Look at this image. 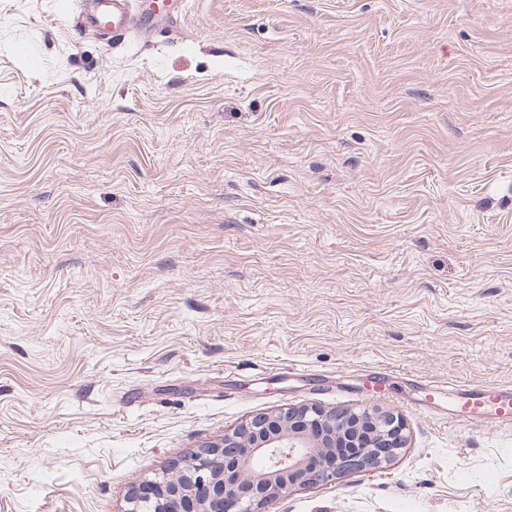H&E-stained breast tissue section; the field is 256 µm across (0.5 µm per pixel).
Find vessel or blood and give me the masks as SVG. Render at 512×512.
<instances>
[{
    "mask_svg": "<svg viewBox=\"0 0 512 512\" xmlns=\"http://www.w3.org/2000/svg\"><path fill=\"white\" fill-rule=\"evenodd\" d=\"M187 0H83L81 19L85 28L109 41L124 40L144 20L173 21L183 14ZM457 420L512 421V387L494 382L465 386L456 400Z\"/></svg>",
    "mask_w": 512,
    "mask_h": 512,
    "instance_id": "obj_1",
    "label": "vessel or blood"
}]
</instances>
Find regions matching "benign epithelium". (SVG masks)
<instances>
[{"mask_svg":"<svg viewBox=\"0 0 512 512\" xmlns=\"http://www.w3.org/2000/svg\"><path fill=\"white\" fill-rule=\"evenodd\" d=\"M343 442L357 451L336 454ZM405 443L404 424L392 413L316 405L260 413L150 482L151 493L133 496L127 512H265L296 488L378 467Z\"/></svg>","mask_w":512,"mask_h":512,"instance_id":"7a95c632","label":"benign epithelium"}]
</instances>
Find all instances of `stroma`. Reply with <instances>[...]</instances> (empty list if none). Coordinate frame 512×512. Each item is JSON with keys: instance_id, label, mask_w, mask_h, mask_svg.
Masks as SVG:
<instances>
[{"instance_id": "obj_1", "label": "stroma", "mask_w": 512, "mask_h": 512, "mask_svg": "<svg viewBox=\"0 0 512 512\" xmlns=\"http://www.w3.org/2000/svg\"><path fill=\"white\" fill-rule=\"evenodd\" d=\"M0 0V512H127L253 416L390 411L268 512H512V0ZM81 19L85 28L112 42L124 40L143 21L152 18L171 22L185 12L186 0H83ZM457 421H512V387L494 382L465 386L456 400Z\"/></svg>"}]
</instances>
